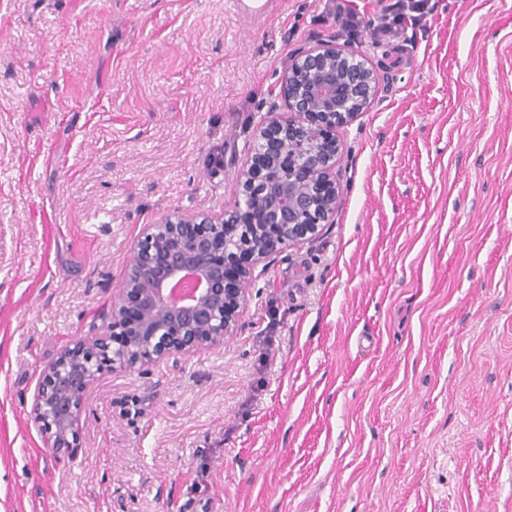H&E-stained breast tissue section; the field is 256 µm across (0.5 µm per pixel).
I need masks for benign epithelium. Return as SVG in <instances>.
Here are the masks:
<instances>
[{"mask_svg":"<svg viewBox=\"0 0 512 512\" xmlns=\"http://www.w3.org/2000/svg\"><path fill=\"white\" fill-rule=\"evenodd\" d=\"M377 83L375 66L357 44H320L292 56L280 82L287 112L257 126L234 206L218 217L175 214L144 225L112 304V326L96 327L41 372L32 412L51 448L71 449L102 363L131 372L223 345L243 313V284L255 269L334 221L342 152L334 131L364 111ZM298 143L305 145L301 158ZM245 224L275 226L266 250H228L224 228ZM191 275L200 287L175 300L174 286Z\"/></svg>","mask_w":512,"mask_h":512,"instance_id":"1","label":"benign epithelium"}]
</instances>
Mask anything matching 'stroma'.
<instances>
[{"label": "stroma", "mask_w": 512, "mask_h": 512, "mask_svg": "<svg viewBox=\"0 0 512 512\" xmlns=\"http://www.w3.org/2000/svg\"><path fill=\"white\" fill-rule=\"evenodd\" d=\"M324 3L0 0V512H512V0L362 32L334 222L266 259L222 347L103 371L77 454L31 421L143 226L233 207ZM242 14L251 25L264 23L273 11L275 0H239Z\"/></svg>", "instance_id": "35a3bbf8"}]
</instances>
